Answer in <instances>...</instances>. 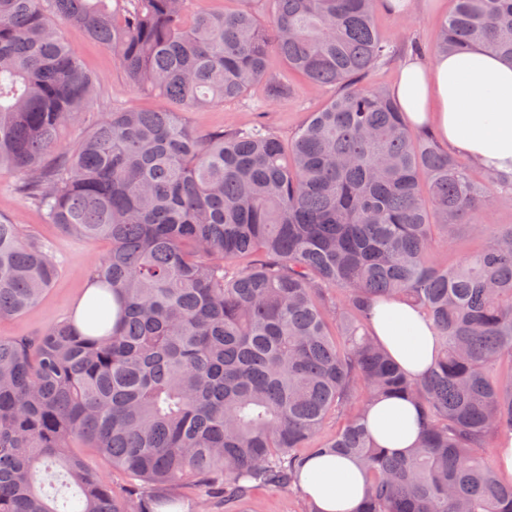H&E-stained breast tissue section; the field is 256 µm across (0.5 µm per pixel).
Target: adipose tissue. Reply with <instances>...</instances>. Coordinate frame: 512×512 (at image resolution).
Instances as JSON below:
<instances>
[{"mask_svg":"<svg viewBox=\"0 0 512 512\" xmlns=\"http://www.w3.org/2000/svg\"><path fill=\"white\" fill-rule=\"evenodd\" d=\"M393 94L415 129L432 131L448 149L501 174L512 173V61L483 49L407 58ZM372 329L390 357L418 376L434 362L437 332L420 310L396 299L378 301ZM375 441L406 453L419 432L418 409L409 399L380 400L368 412ZM301 487L318 512H356L365 480L353 459L315 457L305 465Z\"/></svg>","mask_w":512,"mask_h":512,"instance_id":"1","label":"adipose tissue"}]
</instances>
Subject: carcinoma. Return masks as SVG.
<instances>
[{
  "label": "carcinoma",
  "instance_id": "cac0c4a2",
  "mask_svg": "<svg viewBox=\"0 0 512 512\" xmlns=\"http://www.w3.org/2000/svg\"><path fill=\"white\" fill-rule=\"evenodd\" d=\"M189 0H0V165L49 224L112 250L88 271L87 330L0 336V512L179 510L180 488L234 504L256 485L300 487L306 462L352 457L358 512H512V479L485 449L512 438V224L475 219L512 176L476 180L367 85L395 59L380 0H252L188 13ZM437 51L512 60V0H454ZM112 50L149 110L103 112L74 149L58 130L96 104V79L60 35ZM338 92L286 142L253 122L200 131L182 114L238 101L284 72ZM488 239L439 265L454 227ZM58 275L43 244L0 219V320ZM396 295L438 333L416 379L371 334ZM414 400L420 440L379 446L367 412ZM330 419L335 434L316 435ZM133 480L127 495L73 447ZM59 468L76 487L44 490Z\"/></svg>",
  "mask_w": 512,
  "mask_h": 512
}]
</instances>
